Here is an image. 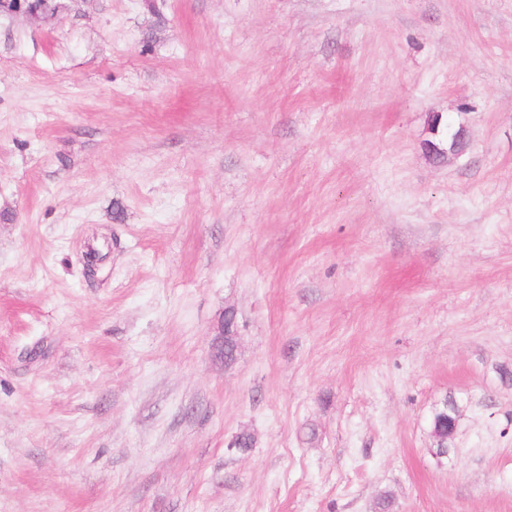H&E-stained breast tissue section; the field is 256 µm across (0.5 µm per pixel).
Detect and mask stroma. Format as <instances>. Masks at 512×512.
<instances>
[{
	"label": "stroma",
	"mask_w": 512,
	"mask_h": 512,
	"mask_svg": "<svg viewBox=\"0 0 512 512\" xmlns=\"http://www.w3.org/2000/svg\"><path fill=\"white\" fill-rule=\"evenodd\" d=\"M384 499L512 512V0L0 16V512ZM430 126H431V131L433 133H436L434 135L435 141H430V142L431 143L433 142V143L439 145L441 148H444V146L446 145L447 148H444V149H448V146L449 145L451 146V144L453 142V139H452L453 129H452V127H450V125L448 123V119L446 120L439 116L434 117L431 120ZM445 132H446V141L444 139ZM454 140H455V143L451 147L449 146L450 147L449 152H450V154H453V155H459V154L463 153L468 146L467 133H466V129L463 125L458 126Z\"/></svg>",
	"instance_id": "35a3bbf8"
}]
</instances>
